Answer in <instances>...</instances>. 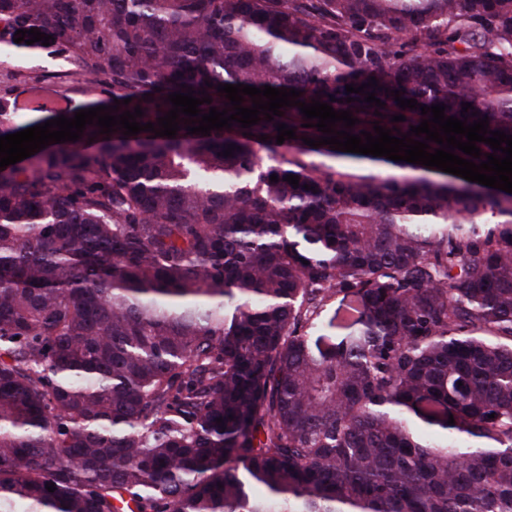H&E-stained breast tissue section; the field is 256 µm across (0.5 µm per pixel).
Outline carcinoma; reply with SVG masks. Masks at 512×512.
Instances as JSON below:
<instances>
[{
  "label": "carcinoma",
  "instance_id": "cac0c4a2",
  "mask_svg": "<svg viewBox=\"0 0 512 512\" xmlns=\"http://www.w3.org/2000/svg\"><path fill=\"white\" fill-rule=\"evenodd\" d=\"M31 28L156 129L221 83L512 135V0H0ZM84 107L0 79V136ZM281 111L0 168V512H512V194Z\"/></svg>",
  "mask_w": 512,
  "mask_h": 512
}]
</instances>
